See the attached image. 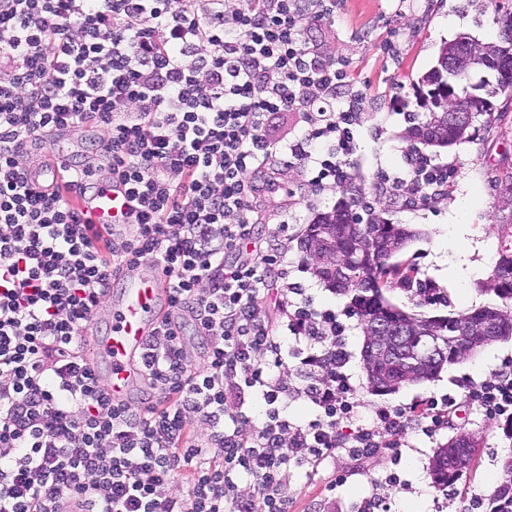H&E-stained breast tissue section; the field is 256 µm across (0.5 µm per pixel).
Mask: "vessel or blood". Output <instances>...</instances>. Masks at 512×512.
Masks as SVG:
<instances>
[{"mask_svg": "<svg viewBox=\"0 0 512 512\" xmlns=\"http://www.w3.org/2000/svg\"><path fill=\"white\" fill-rule=\"evenodd\" d=\"M126 186L117 183L98 187L85 203V210L96 224H109L128 209ZM164 300L158 275L127 278L116 300L105 301L103 308L112 316L106 335L94 337L93 353L108 365L105 377L113 400L126 401L138 377V366L145 336L154 326Z\"/></svg>", "mask_w": 512, "mask_h": 512, "instance_id": "1", "label": "vessel or blood"}]
</instances>
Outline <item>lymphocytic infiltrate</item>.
<instances>
[{"mask_svg": "<svg viewBox=\"0 0 512 512\" xmlns=\"http://www.w3.org/2000/svg\"><path fill=\"white\" fill-rule=\"evenodd\" d=\"M338 8L0 0V512H60L66 498L90 512H290L291 471L339 454L398 462L410 431L448 427L459 403L512 426V362L459 380L461 398L380 406L361 423L346 327L289 283V224L255 207L278 189L276 163L316 192L348 182L371 85L308 36ZM88 126L105 165L71 157L53 191L34 184L29 148ZM450 178L408 150L369 194L424 204ZM110 182L128 188L124 222L84 220L81 199ZM144 265L167 307L144 342L141 398L117 402L86 336L117 274ZM299 398L315 410L305 424L288 413Z\"/></svg>", "mask_w": 512, "mask_h": 512, "instance_id": "1", "label": "lymphocytic infiltrate"}]
</instances>
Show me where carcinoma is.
Returning <instances> with one entry per match:
<instances>
[{
  "label": "carcinoma",
  "mask_w": 512,
  "mask_h": 512,
  "mask_svg": "<svg viewBox=\"0 0 512 512\" xmlns=\"http://www.w3.org/2000/svg\"><path fill=\"white\" fill-rule=\"evenodd\" d=\"M497 33L489 42H478L461 33L441 44L436 64L417 79L418 110L409 113L402 137L413 148H447L476 136L479 118L492 124L505 120L497 99L512 97V11L497 14ZM481 91L485 108L464 118L454 112L466 107L473 93ZM494 187L507 195L512 207V161L503 159L493 179ZM342 199L331 209L318 213L297 237L302 262L325 287L350 297L351 314L357 317L364 339L361 357L368 387L373 392H394L402 387L432 381L444 366L465 360L477 350L512 337V210L497 225L498 248L491 272L480 283L490 302L448 316L409 313L390 303L383 289L427 284L409 261L391 258L414 241L418 232L406 224H394L382 209L364 197L352 182L341 189ZM433 329L452 338L446 357L439 363L409 366L401 358L416 347L421 331ZM467 446L455 438L438 446L430 462L434 486L455 489L470 469L474 456L469 448L481 445V435L466 432ZM489 512H512V453L504 456L498 485L487 503Z\"/></svg>",
  "instance_id": "cac0c4a2"
}]
</instances>
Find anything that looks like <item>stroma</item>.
Wrapping results in <instances>:
<instances>
[{
  "label": "stroma",
  "instance_id": "1",
  "mask_svg": "<svg viewBox=\"0 0 512 512\" xmlns=\"http://www.w3.org/2000/svg\"><path fill=\"white\" fill-rule=\"evenodd\" d=\"M460 0H343V6L333 26L313 31V38L322 43L326 54L351 62L356 76L369 78L375 96L377 118L367 123L358 134L360 151L354 161L358 184L368 187L379 173H398L402 154L408 143L401 137L405 115L415 110L416 80L436 63L438 49L443 41L462 32L485 41L496 33L493 22L498 11L512 9V0H486L484 13L460 14ZM457 18V30H449L448 18ZM394 39L397 52L387 55L385 43ZM403 81V89H395L396 81ZM512 158V130L489 127L480 130L469 142L438 150L437 161L450 164L453 170L447 196L415 210L382 201L387 219L397 224H408L420 232L406 253L414 259L421 279L433 282L439 288L440 300L421 303L415 291L397 288L389 292L390 301L406 311L421 309L429 316H445L477 308L486 304L487 295L478 289L493 265L497 235L494 226L499 216L501 199L489 181L490 174L502 157ZM275 178L281 186L278 193L263 197L266 210L288 211L290 235H297L317 212L332 207L341 199L340 191L313 193L304 186L297 171L280 168ZM461 197L470 201L469 222L471 235L469 261L477 272L467 287H460L448 272L443 250L444 234L449 224L452 204ZM288 259L295 264L292 274L295 282L305 288L315 306L335 308L347 318L350 327L346 340L351 374L363 404L361 420H368L370 409L376 405L398 406L416 400L442 395L459 396L455 379L467 375L477 380L490 377L503 363L512 360V340L486 346L470 358L445 367L431 382L413 385L392 393H373L367 388L361 347L363 335L356 318L350 317L349 299L332 293L309 271L299 270L301 261L297 245H290ZM481 432L483 446L473 470L463 476L456 490L439 491L429 476V461L440 443L460 430ZM512 451V428L485 417L471 406H462L458 417L433 436L410 435L408 448L402 449L399 470L406 482L403 489L392 492L391 512H461L464 500L478 495L492 494L504 454ZM387 465L372 464L367 471L348 475L345 459L336 458L322 464L311 473L297 472L289 477L293 490L291 512H355L363 497L373 491L374 477L382 474ZM347 473L346 483L337 489L329 484L340 473Z\"/></svg>",
  "mask_w": 512,
  "mask_h": 512
}]
</instances>
